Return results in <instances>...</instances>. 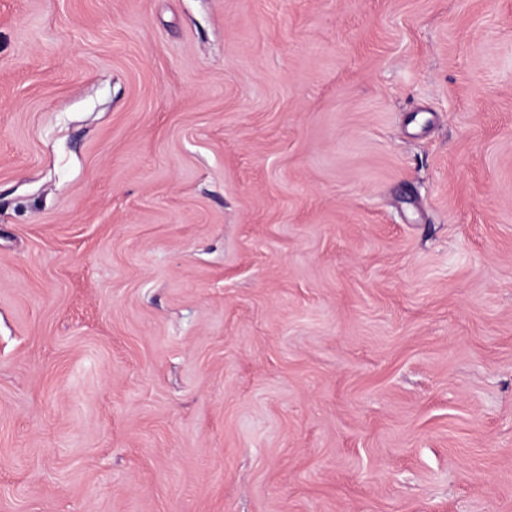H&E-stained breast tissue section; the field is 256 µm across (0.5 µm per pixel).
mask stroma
Masks as SVG:
<instances>
[{
  "label": "stroma",
  "instance_id": "35a3bbf8",
  "mask_svg": "<svg viewBox=\"0 0 512 512\" xmlns=\"http://www.w3.org/2000/svg\"><path fill=\"white\" fill-rule=\"evenodd\" d=\"M0 512H512V0H0Z\"/></svg>",
  "mask_w": 512,
  "mask_h": 512
}]
</instances>
